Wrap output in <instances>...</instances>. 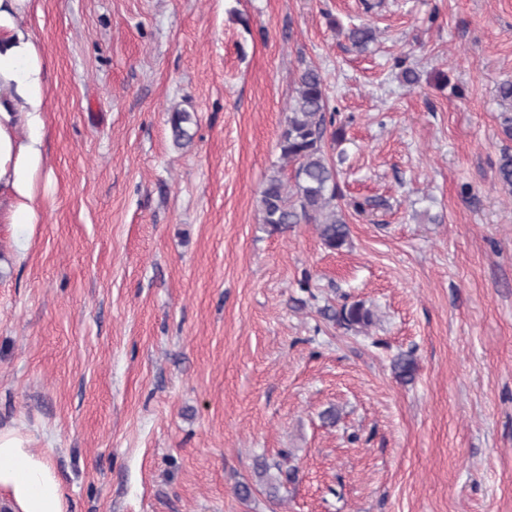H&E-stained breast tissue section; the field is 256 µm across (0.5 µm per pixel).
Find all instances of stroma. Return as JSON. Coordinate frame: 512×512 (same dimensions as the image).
Returning <instances> with one entry per match:
<instances>
[{
  "label": "stroma",
  "mask_w": 512,
  "mask_h": 512,
  "mask_svg": "<svg viewBox=\"0 0 512 512\" xmlns=\"http://www.w3.org/2000/svg\"><path fill=\"white\" fill-rule=\"evenodd\" d=\"M27 25L52 183L25 254L0 222V428L68 512H512V0H36ZM306 64L340 203H370L335 252L258 209ZM354 302L372 326L321 313ZM285 452L273 502L256 464ZM171 129L174 143L180 147L190 143L193 136L189 132L188 125L193 124V117L190 112L175 111L170 117Z\"/></svg>",
  "instance_id": "35a3bbf8"
}]
</instances>
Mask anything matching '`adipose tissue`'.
<instances>
[{"label":"adipose tissue","instance_id":"obj_1","mask_svg":"<svg viewBox=\"0 0 512 512\" xmlns=\"http://www.w3.org/2000/svg\"><path fill=\"white\" fill-rule=\"evenodd\" d=\"M34 0H0V218L18 226V249L42 223L47 126L46 60L25 20ZM0 492L9 512H67L49 458L14 430L0 429Z\"/></svg>","mask_w":512,"mask_h":512}]
</instances>
